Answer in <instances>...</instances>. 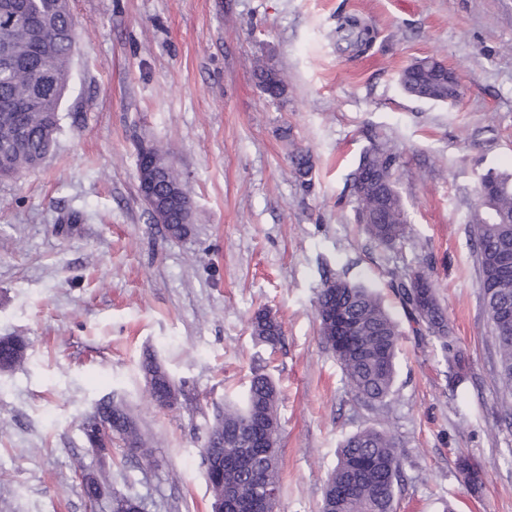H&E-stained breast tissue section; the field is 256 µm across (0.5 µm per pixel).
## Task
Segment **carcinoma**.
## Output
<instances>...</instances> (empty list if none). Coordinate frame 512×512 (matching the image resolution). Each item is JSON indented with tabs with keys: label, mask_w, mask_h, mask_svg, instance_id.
Wrapping results in <instances>:
<instances>
[{
	"label": "carcinoma",
	"mask_w": 512,
	"mask_h": 512,
	"mask_svg": "<svg viewBox=\"0 0 512 512\" xmlns=\"http://www.w3.org/2000/svg\"><path fill=\"white\" fill-rule=\"evenodd\" d=\"M14 19L9 39L0 31V179H12L41 165L55 143L59 112L68 90L72 54L78 37L70 0H0V25ZM338 40L354 47L369 43L368 32L353 17L339 19ZM257 86L274 99L286 88L280 72L265 64L255 70ZM432 86L440 104L459 103L462 90L450 88L433 71H416L409 65L399 74L404 91L421 82ZM296 176L309 186L312 166L302 152L291 158ZM395 157L382 147L365 151L352 174L357 196V221L376 245L390 247L406 240L410 233L403 202L393 181ZM483 182L493 186L492 196L472 215L476 228V260L484 311L493 326L498 354L497 380L512 393V280H502L500 256L512 249V173L488 171ZM160 209L152 212L163 222L172 238L181 237L176 224L190 204L188 191L181 187L177 200L169 199L159 187ZM408 279L394 273L390 281L409 322L426 328L440 342L442 356L455 370L457 382L468 379L466 354L449 336L445 312L431 277L423 288H408ZM339 306L354 321L353 340L344 352H336L350 394L365 407L380 411L387 406L395 378L396 356L403 332L388 312L380 294L365 284L336 277L324 281L316 300L320 335L328 338L323 315ZM252 335L274 347L282 326L268 310L257 311L251 320ZM25 355L23 342L0 344V371L12 370ZM144 376L155 375L159 384L152 399L161 404L168 389L177 388L170 374L154 358L141 364ZM279 390L272 378L253 374L243 405H227L215 417L203 449L224 453V483L207 476L212 495L224 492L225 512H237L238 494L260 499L270 488L281 493L278 474L280 420L277 412ZM109 433L100 435L97 423L84 421V435L91 448L112 449L119 439L133 454L147 455V442L138 433L123 403L105 402L98 409ZM259 426L266 435V447L254 448L249 430ZM403 460L397 445L386 432L367 428L344 440L338 450L336 467L328 476L320 512H394ZM103 483L93 471L82 482L86 497L101 496Z\"/></svg>",
	"instance_id": "obj_1"
}]
</instances>
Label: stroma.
<instances>
[{
	"mask_svg": "<svg viewBox=\"0 0 512 512\" xmlns=\"http://www.w3.org/2000/svg\"><path fill=\"white\" fill-rule=\"evenodd\" d=\"M79 39L55 145L0 180V338L26 344L0 372V512H213L200 448L254 372L280 390L278 512H320L343 440L388 431L404 457L396 512H512V397L497 381L470 222L488 170L512 171V0H71ZM352 15L375 41L337 42ZM434 57L457 75L454 107L407 95L399 72ZM284 76L277 101L258 61ZM396 158L409 238L377 246L355 222L351 174L364 151ZM169 148L194 210L166 235L137 181L140 146ZM300 148L312 186L292 172ZM431 273L469 356L456 384L432 337L416 332L389 283ZM370 282L404 336L387 413L349 393L322 338L323 282ZM276 315V347L250 321ZM153 356L183 390L150 399ZM125 402L151 454L114 441L98 459L82 429L106 399ZM482 478L472 488L459 458ZM111 497L89 505L81 471Z\"/></svg>",
	"mask_w": 512,
	"mask_h": 512,
	"instance_id": "stroma-1",
	"label": "stroma"
}]
</instances>
